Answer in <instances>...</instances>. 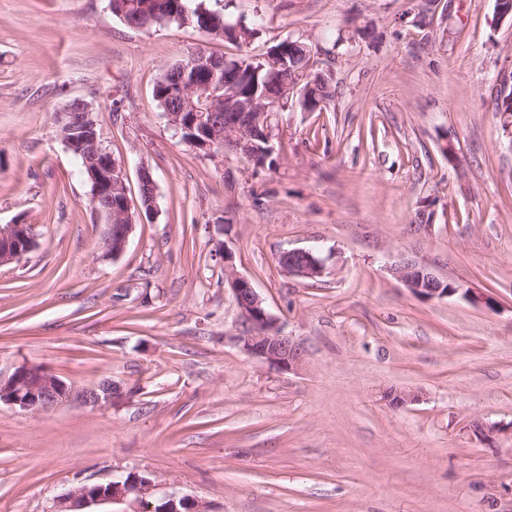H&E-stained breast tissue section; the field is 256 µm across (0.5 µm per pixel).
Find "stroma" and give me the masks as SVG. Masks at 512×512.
<instances>
[{
  "label": "stroma",
  "mask_w": 512,
  "mask_h": 512,
  "mask_svg": "<svg viewBox=\"0 0 512 512\" xmlns=\"http://www.w3.org/2000/svg\"><path fill=\"white\" fill-rule=\"evenodd\" d=\"M255 26L254 55L311 47L333 98L271 118L257 167L208 155L153 95L196 49L192 27H128L106 0H0V225L34 249L0 266V371L35 364L122 400L40 413L0 404V512H54L131 471L210 512H512V136L494 111L512 75L495 0H205ZM92 104L139 203L157 212L104 257L90 183L53 115ZM456 162L440 151L443 140ZM433 227L417 234L422 212ZM316 247L317 279L282 251ZM249 278L302 369L236 346L224 256ZM407 254L493 296L423 301L387 269ZM410 395L394 407L387 392ZM504 426L492 443L474 423Z\"/></svg>",
  "instance_id": "35a3bbf8"
}]
</instances>
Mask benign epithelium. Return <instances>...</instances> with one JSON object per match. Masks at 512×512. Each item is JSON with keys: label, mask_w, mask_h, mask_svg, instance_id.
<instances>
[{"label": "benign epithelium", "mask_w": 512, "mask_h": 512, "mask_svg": "<svg viewBox=\"0 0 512 512\" xmlns=\"http://www.w3.org/2000/svg\"><path fill=\"white\" fill-rule=\"evenodd\" d=\"M192 80L181 77L176 85V108L165 113L168 125L175 131L192 132L198 122H206L200 135L194 138L196 148L211 154L233 152L256 166L264 164L272 153L271 116L292 93L300 96L303 107H321L326 100L310 93L311 74L303 73L288 84L276 82L271 90L256 99L241 98L236 86L239 76L229 65L216 57L198 55L190 62ZM224 88V111L216 109L204 119L197 112L194 97ZM91 106L83 100L67 103L56 113V124L68 150L80 160L95 183L91 197L95 212L104 216L106 228L102 238L103 256L116 258L127 248L134 226L127 193L105 209L99 201H112L116 189L125 185L123 172L92 123ZM141 208L150 216L156 212L155 181L148 167L139 171ZM33 248L31 227L20 222L0 225V265L19 260ZM279 264L290 276L316 279L325 270L324 260L314 248L288 249L280 254ZM389 270L410 292L424 300H442L458 293L474 304H489L488 296L469 289L440 274L424 260L401 257L391 263ZM224 283L231 290L239 316L238 333L231 340L248 356L259 359L281 371H298L306 360L304 346L285 334L266 308L250 280L238 275L230 253H224ZM120 391L110 382L75 389L38 365L23 364L9 375L0 373V404L5 403L23 412H41L73 400L84 405L97 406L119 398ZM162 504L158 509L155 504ZM103 504H125L127 512H209L205 503L192 496L156 494L152 480L137 472L108 483H85L65 494L57 502L56 512H88V508Z\"/></svg>", "instance_id": "benign-epithelium-1"}]
</instances>
